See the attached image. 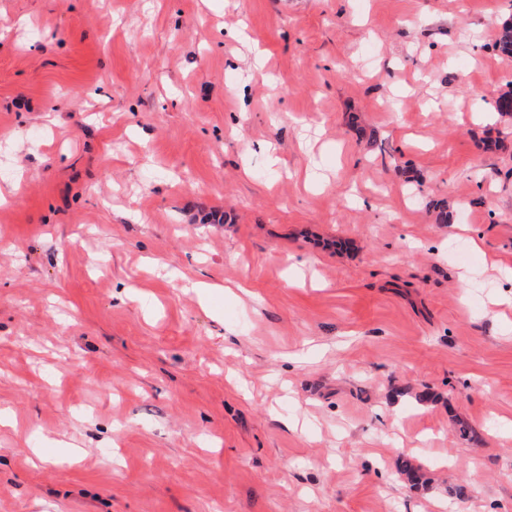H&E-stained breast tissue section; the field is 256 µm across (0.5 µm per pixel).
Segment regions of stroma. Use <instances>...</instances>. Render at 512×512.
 I'll return each instance as SVG.
<instances>
[{"instance_id":"stroma-1","label":"stroma","mask_w":512,"mask_h":512,"mask_svg":"<svg viewBox=\"0 0 512 512\" xmlns=\"http://www.w3.org/2000/svg\"><path fill=\"white\" fill-rule=\"evenodd\" d=\"M511 20L0 0V512H512Z\"/></svg>"}]
</instances>
